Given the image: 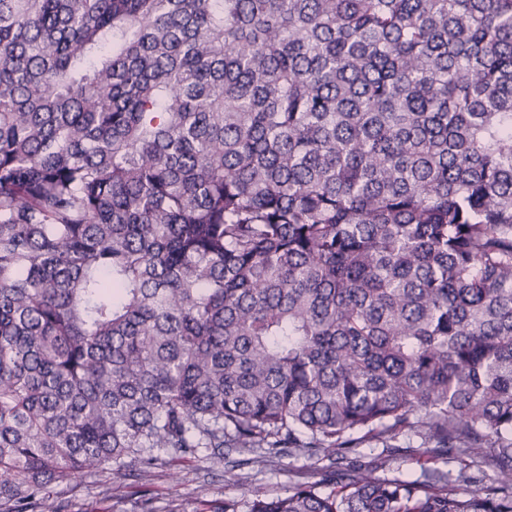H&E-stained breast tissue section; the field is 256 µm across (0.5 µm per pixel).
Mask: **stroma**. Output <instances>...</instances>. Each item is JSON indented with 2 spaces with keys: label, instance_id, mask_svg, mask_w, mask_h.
<instances>
[{
  "label": "stroma",
  "instance_id": "1",
  "mask_svg": "<svg viewBox=\"0 0 512 512\" xmlns=\"http://www.w3.org/2000/svg\"><path fill=\"white\" fill-rule=\"evenodd\" d=\"M348 459L357 466L380 469L388 477L401 471L417 474L439 464L416 437L400 438L395 448L361 447ZM228 466L237 476L231 484L224 481ZM321 468L315 458L270 459L259 449L227 451L220 466L213 464L207 452L190 457L170 448L150 466L136 457L126 459L123 482H113L106 465L76 481L55 485L54 498L61 512H213L228 498L274 497L296 484L320 480Z\"/></svg>",
  "mask_w": 512,
  "mask_h": 512
}]
</instances>
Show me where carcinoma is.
<instances>
[{"label": "carcinoma", "mask_w": 512, "mask_h": 512, "mask_svg": "<svg viewBox=\"0 0 512 512\" xmlns=\"http://www.w3.org/2000/svg\"><path fill=\"white\" fill-rule=\"evenodd\" d=\"M406 434L217 512H512V0H0L4 512ZM421 440L417 437H402L398 442L392 444L399 445L400 448H383L382 444L373 442V447L356 448L355 451L347 455V462H352L354 466L362 468H375L378 475L393 477L398 472L411 471L419 474L422 467H447L434 458L430 452L432 448H417ZM410 447V448H409ZM383 469V470H382Z\"/></svg>", "instance_id": "carcinoma-1"}]
</instances>
